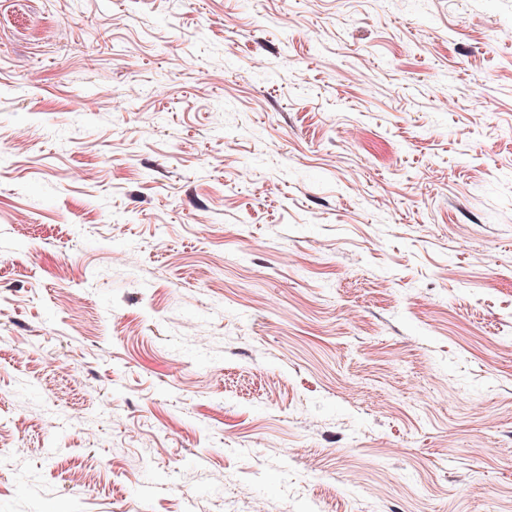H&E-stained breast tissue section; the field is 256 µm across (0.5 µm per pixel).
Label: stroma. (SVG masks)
I'll list each match as a JSON object with an SVG mask.
<instances>
[{
	"label": "stroma",
	"instance_id": "35a3bbf8",
	"mask_svg": "<svg viewBox=\"0 0 512 512\" xmlns=\"http://www.w3.org/2000/svg\"><path fill=\"white\" fill-rule=\"evenodd\" d=\"M18 441L0 512H512V0H0Z\"/></svg>",
	"mask_w": 512,
	"mask_h": 512
}]
</instances>
